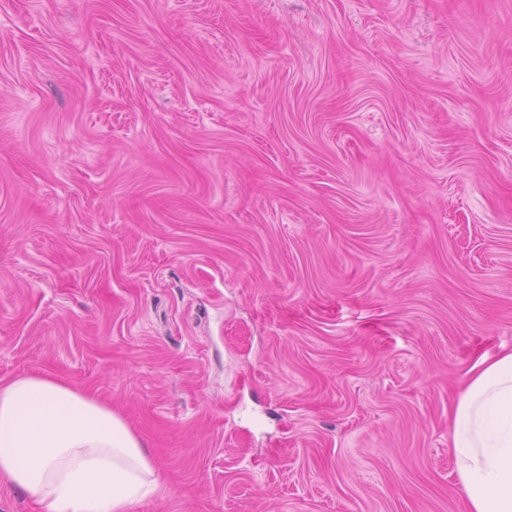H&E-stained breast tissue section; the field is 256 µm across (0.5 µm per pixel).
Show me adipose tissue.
I'll return each mask as SVG.
<instances>
[{
    "label": "adipose tissue",
    "mask_w": 512,
    "mask_h": 512,
    "mask_svg": "<svg viewBox=\"0 0 512 512\" xmlns=\"http://www.w3.org/2000/svg\"><path fill=\"white\" fill-rule=\"evenodd\" d=\"M450 443L469 512H512V351L477 362L452 412ZM0 477L41 512H132L158 488L120 415L39 375L0 385Z\"/></svg>",
    "instance_id": "1"
}]
</instances>
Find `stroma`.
Segmentation results:
<instances>
[{
    "label": "stroma",
    "instance_id": "1",
    "mask_svg": "<svg viewBox=\"0 0 512 512\" xmlns=\"http://www.w3.org/2000/svg\"><path fill=\"white\" fill-rule=\"evenodd\" d=\"M512 351V0H0V384L79 387L134 512H467ZM451 415V448L469 512H512V351L472 368Z\"/></svg>",
    "mask_w": 512,
    "mask_h": 512
}]
</instances>
